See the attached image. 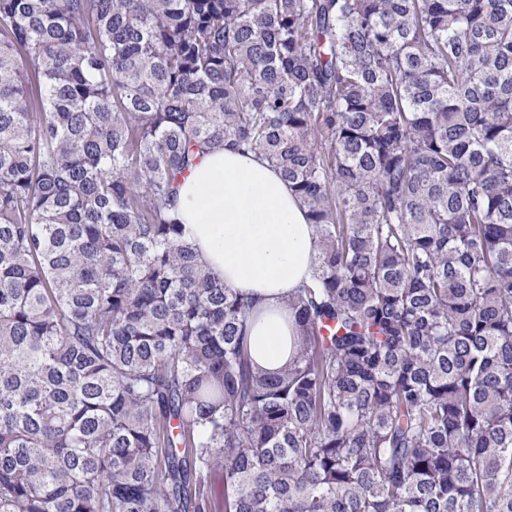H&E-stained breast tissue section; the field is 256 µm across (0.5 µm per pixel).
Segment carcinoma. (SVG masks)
<instances>
[{
  "mask_svg": "<svg viewBox=\"0 0 512 512\" xmlns=\"http://www.w3.org/2000/svg\"><path fill=\"white\" fill-rule=\"evenodd\" d=\"M218 146L314 228L276 374ZM0 512H512V0H0ZM176 210L200 259L224 283L258 302L250 325L254 361L277 371L296 352L288 296L307 280L314 257L306 212L267 162L216 147L177 186Z\"/></svg>",
  "mask_w": 512,
  "mask_h": 512,
  "instance_id": "cac0c4a2",
  "label": "carcinoma"
}]
</instances>
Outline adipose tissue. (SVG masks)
<instances>
[{
  "mask_svg": "<svg viewBox=\"0 0 512 512\" xmlns=\"http://www.w3.org/2000/svg\"><path fill=\"white\" fill-rule=\"evenodd\" d=\"M176 210L200 259L257 300L252 356L266 370L280 369L298 342L288 297L309 278L314 257L305 210L267 162L224 147L206 152L181 180Z\"/></svg>",
  "mask_w": 512,
  "mask_h": 512,
  "instance_id": "adipose-tissue-1",
  "label": "adipose tissue"
}]
</instances>
